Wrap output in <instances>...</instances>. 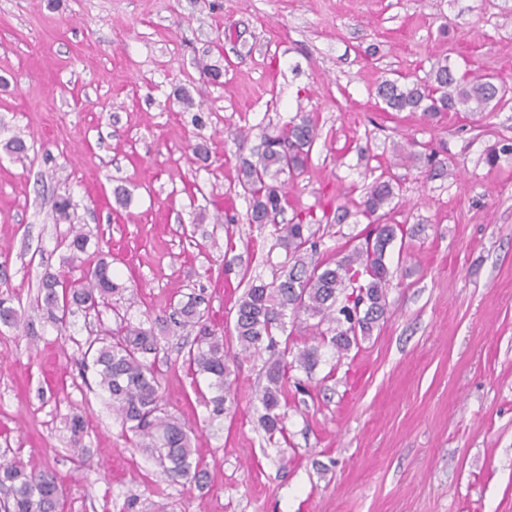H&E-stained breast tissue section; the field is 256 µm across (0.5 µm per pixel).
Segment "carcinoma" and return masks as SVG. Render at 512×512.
<instances>
[{
    "label": "carcinoma",
    "mask_w": 512,
    "mask_h": 512,
    "mask_svg": "<svg viewBox=\"0 0 512 512\" xmlns=\"http://www.w3.org/2000/svg\"><path fill=\"white\" fill-rule=\"evenodd\" d=\"M512 86L503 79L476 72H458L448 59L437 61L426 80L403 83L385 79L376 87V97L393 112H420L434 120L448 112H491L509 102ZM318 137V122L304 113L285 123L276 133L263 137V148L254 161L242 166L240 185L250 208L248 221L273 225V235L286 252L285 261L273 272L271 280L248 283L235 306L233 339L238 352L230 353L224 334L208 324L201 309L203 298L193 293L178 303L170 316L174 325L195 332L194 340L183 356V364L194 375L208 380L212 396L200 390L198 395L213 405L217 416L237 400L231 380V358L255 356L278 351L279 358L266 370V384L259 401L264 413L261 422L269 437L285 436L281 396L292 379V371L301 367L311 371L319 360V346L328 343L337 354H345L358 337L371 335L387 308L390 270L385 262L387 248L404 230L397 224H383L382 210L399 195V184L378 177L357 204L359 212L375 218L378 224L366 233L364 243L336 260L334 265L313 258L315 244L309 227L297 221L277 223L288 204L287 193L277 184L282 174L298 177L304 173L309 154ZM407 158L442 175L446 165L435 149L426 145ZM5 149L22 160L29 147L15 135ZM75 204L71 197L59 195L53 203L57 221L71 220ZM86 233L69 227L59 245L68 252L66 262L83 268L78 278L60 271L47 272L41 280V299L37 309L45 321L64 327L61 306L70 303L85 314L99 315L112 308L116 327L89 341L83 355L85 367L95 369L98 387L106 395L112 411L131 433L136 448L150 453L162 471L173 481L184 480L202 485L205 475L201 464L192 459L194 450L185 424L164 403L162 377L156 367L160 343L153 327L134 325L112 307V297L125 286L112 277V263L95 250L88 252ZM316 320L312 324L318 344L301 350L293 359L289 343L278 336L286 332V318L301 316ZM20 321L11 298L0 297V322L15 325ZM63 491L57 475L49 469H29L20 461L0 464V512H61Z\"/></svg>",
    "instance_id": "obj_1"
}]
</instances>
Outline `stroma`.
Returning <instances> with one entry per match:
<instances>
[{
	"mask_svg": "<svg viewBox=\"0 0 512 512\" xmlns=\"http://www.w3.org/2000/svg\"><path fill=\"white\" fill-rule=\"evenodd\" d=\"M445 57L512 83V0H0V142L29 146L22 161L0 149V293L24 321L0 324V463L53 470L66 512H512V157L485 162L512 143V103L436 122L375 96ZM300 112L319 137L305 174L280 178V220L309 225L316 259L335 263L368 225L321 223L324 208L383 173L401 185L390 221L409 234L386 254V314L295 370L274 439L264 358L235 362L238 402L218 417L178 354L192 332L156 327L168 407L206 472L201 487L171 481L81 364L113 311L62 332L34 312L65 255L53 200L71 196L72 222L111 252L129 321L196 293L232 336L249 279L285 259L272 226L247 220L240 168ZM412 140L448 174L407 159Z\"/></svg>",
	"mask_w": 512,
	"mask_h": 512,
	"instance_id": "obj_1",
	"label": "stroma"
}]
</instances>
